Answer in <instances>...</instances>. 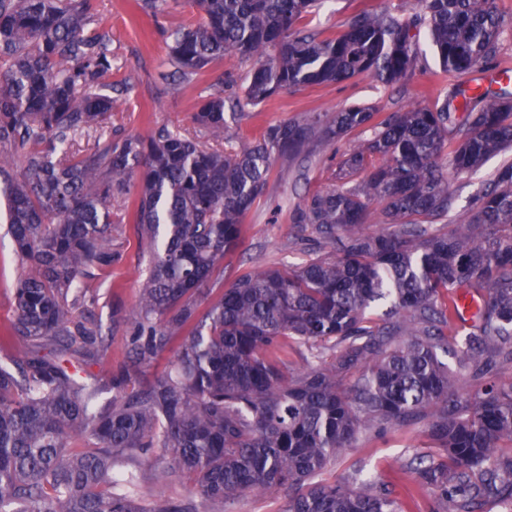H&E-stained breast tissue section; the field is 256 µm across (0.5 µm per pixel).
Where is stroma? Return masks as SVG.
Here are the masks:
<instances>
[{
	"instance_id": "stroma-1",
	"label": "stroma",
	"mask_w": 512,
	"mask_h": 512,
	"mask_svg": "<svg viewBox=\"0 0 512 512\" xmlns=\"http://www.w3.org/2000/svg\"><path fill=\"white\" fill-rule=\"evenodd\" d=\"M382 8L400 17L420 11L417 0H322L312 12L303 14L297 25L318 38H334L345 31L353 16ZM201 21L197 11L177 0H165L154 13L141 11L136 0H97L89 29L104 35L112 52V80L124 88L111 117L113 127L129 135L144 136L165 125L211 145V138L194 123L193 115L202 101L220 90L224 93L226 119L220 146L239 150L259 139L269 127L300 119L309 112L331 114L358 106L383 117L417 105L434 106L445 98L451 83L477 77L472 71L449 78L440 67L429 30L423 25L414 32V69L392 85L382 84L364 72L341 82L284 90L252 106L244 104L243 89L254 63L228 55L185 80L180 90H171L166 82L174 70L169 56L170 35L196 27ZM373 134V128L368 126L337 140H318L309 157L274 160L261 197L241 218L243 250L219 277L214 295H221L236 276L255 266L295 268L316 255L330 258L329 249H317L312 227L293 223V210L304 197L334 184H345L341 163ZM510 161L512 151H504L474 174L451 177L455 202L447 216L434 220L433 229L446 223H468L472 199L494 180L498 168ZM131 210V203L113 202L112 246L119 258L111 269L96 272L86 281L89 293L98 299L95 316L103 333L110 337L106 358L89 368L92 375L103 379L112 365L125 356L128 341L125 333L112 330L110 302L117 299L131 308L140 296L141 247L130 219ZM4 232L5 226L0 223V358L19 355L24 349L23 341L13 333L15 286L23 266ZM426 430L427 423L422 420L386 434L363 436L354 448L337 458L325 477L353 485L369 480L386 487L404 512H435L437 503L432 491L419 483L410 467L415 455L432 451Z\"/></svg>"
}]
</instances>
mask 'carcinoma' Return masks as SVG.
I'll return each mask as SVG.
<instances>
[{
    "label": "carcinoma",
    "mask_w": 512,
    "mask_h": 512,
    "mask_svg": "<svg viewBox=\"0 0 512 512\" xmlns=\"http://www.w3.org/2000/svg\"><path fill=\"white\" fill-rule=\"evenodd\" d=\"M316 0H183L202 14L173 35L180 77L226 54L251 58L244 100L258 105L304 85L369 72L404 77L416 59L414 22L388 11L351 18L335 38L295 27ZM439 61L456 75L480 67L512 29L494 0H419ZM93 0H0V202L16 253L14 331L30 349L0 365V512H198L170 494L135 493L143 468L171 463L151 480L188 478L205 503L226 505L251 491L282 492L284 512H403L386 489L321 479L366 431L378 434L429 418L439 453L415 458L435 512H479L491 492L512 502V381L489 379L472 396L438 358L457 318L455 292L484 299L479 321L456 351L490 374L512 355V162L502 165L467 224L428 234L453 205L448 173L471 174L512 147V94L487 90L459 102L454 85L435 108L392 112L344 162L349 175L383 157L355 187L303 199L295 223L309 224L330 262L292 270L254 267L206 312L200 304L224 259L242 245L240 216L263 193L277 157L306 153L318 132L339 137L375 113L353 107L311 112L269 128L239 151L205 148L166 126L145 137L116 129L80 148L77 138L107 123L118 97L112 53L88 32ZM224 137V96L194 114ZM22 160V177L13 167ZM133 199L145 242L139 303H112V332L130 336L105 383L84 365L110 346L81 286L112 267V200ZM392 230L362 231L368 204ZM312 349L291 370L288 341ZM175 349L171 370L142 382ZM112 399L100 403L106 391ZM73 440L85 442L70 450Z\"/></svg>",
    "instance_id": "cac0c4a2"
}]
</instances>
